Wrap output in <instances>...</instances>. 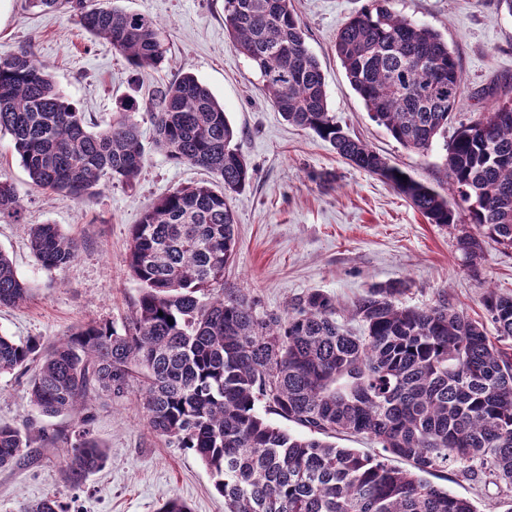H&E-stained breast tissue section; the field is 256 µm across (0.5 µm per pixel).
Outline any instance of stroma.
Listing matches in <instances>:
<instances>
[{"label": "stroma", "mask_w": 512, "mask_h": 512, "mask_svg": "<svg viewBox=\"0 0 512 512\" xmlns=\"http://www.w3.org/2000/svg\"><path fill=\"white\" fill-rule=\"evenodd\" d=\"M117 4L153 18L168 34L164 62L141 78H134L111 43L83 32L67 14L29 9L27 0H0V57L29 49L95 130L111 123L122 97L148 104L157 87L184 72L206 83L223 102L239 150L255 171L252 182L229 199L237 249L224 285L253 297L258 312L286 313L291 300L319 289L335 297L343 314L369 288L401 281L406 290L400 305L429 306L444 293L450 304L484 322L485 289L512 294V254H504L494 240L484 239L478 272L464 262L456 238L467 219L450 226L428 223L384 179L347 164L313 131L284 121L250 61L229 43L224 0ZM370 4L293 0L306 44L321 64L331 112L390 165L458 205L449 189L443 143L422 154L396 142L369 118L334 52L337 31ZM392 8L440 33L459 58L464 90L449 130L482 105L484 91L512 97V16L498 11L496 0H393ZM140 123L146 162L136 183L112 185L84 202L33 190L10 135L0 134V175L24 199L22 223L0 221V251L32 289L26 303L0 307V333L48 344L87 322L118 325L128 314L141 292L126 262L131 225L170 191L210 178L155 149L148 114H141ZM46 223L82 244L67 268L45 269L28 246L27 225ZM26 419L69 434L77 428L72 417L47 418L35 411L26 377L0 376V424ZM90 430L108 449L103 470L74 487L63 478L70 444L33 447L32 464L0 468V512H19L22 503L47 496L65 512H157L172 496L192 512H224L202 461L151 432L134 398H98ZM433 481L469 499L478 512H501L506 488L490 475L469 477L451 464Z\"/></svg>", "instance_id": "obj_1"}]
</instances>
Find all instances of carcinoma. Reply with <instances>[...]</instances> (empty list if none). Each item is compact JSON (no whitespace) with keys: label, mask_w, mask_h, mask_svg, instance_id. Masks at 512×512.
Returning <instances> with one entry per match:
<instances>
[{"label":"carcinoma","mask_w":512,"mask_h":512,"mask_svg":"<svg viewBox=\"0 0 512 512\" xmlns=\"http://www.w3.org/2000/svg\"><path fill=\"white\" fill-rule=\"evenodd\" d=\"M29 4L69 15L137 73L165 59L166 31L149 16L101 0ZM224 28L286 122L390 183L429 223H458L445 196L401 179L403 171L336 122L292 0H224ZM335 52L371 120L403 147L425 153L448 132L463 82L437 31L397 14L392 0H372L340 30ZM485 97L490 107L456 128L445 156L471 224L458 249L475 274L482 238L512 250V115L502 118L495 92ZM143 110L156 148L215 182L173 190L131 225L127 265L141 293L121 326L86 323L48 346L0 334V375L30 374V403L41 415L80 420L66 482L79 487L106 465L107 449L87 431L93 401L130 395L152 432L200 458L224 512H477L429 480L452 462H477L512 492V345L503 344L512 339V295L483 294L494 341L445 295L426 307L396 305L400 282L354 302L359 333L338 320L336 299L321 290L283 316H261L252 298L224 291L236 250L228 198L254 174L224 104L203 82L184 72L145 108L121 100L112 123L92 131L30 51L0 57V132L11 136L34 189L84 201L110 184L133 185L145 165ZM22 212L18 189L0 177V219L18 224ZM28 241L49 270L80 253L55 224L31 225ZM30 290L0 251V306L26 300ZM261 404L305 433L265 419ZM31 426L0 425V467L31 463L28 448L37 442L69 439ZM348 433L367 435L380 452L337 447L334 439ZM394 458L409 468L393 466Z\"/></svg>","instance_id":"carcinoma-1"}]
</instances>
